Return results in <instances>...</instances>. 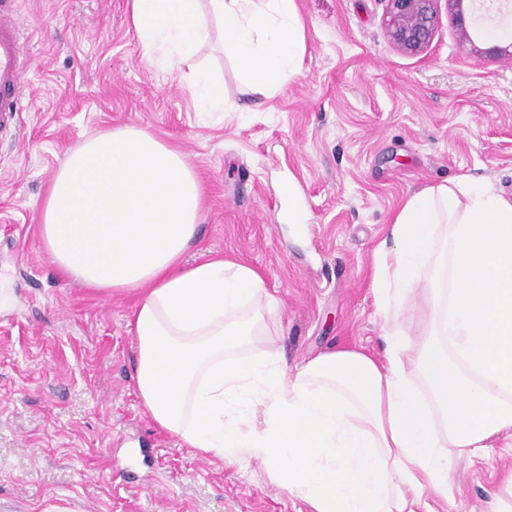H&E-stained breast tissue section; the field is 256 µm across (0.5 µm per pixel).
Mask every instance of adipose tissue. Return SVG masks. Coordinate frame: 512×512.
Returning <instances> with one entry per match:
<instances>
[{
  "label": "adipose tissue",
  "mask_w": 512,
  "mask_h": 512,
  "mask_svg": "<svg viewBox=\"0 0 512 512\" xmlns=\"http://www.w3.org/2000/svg\"><path fill=\"white\" fill-rule=\"evenodd\" d=\"M189 87L224 111L222 78ZM202 212L184 153L124 126L64 157L39 224L63 274L135 297L141 403L180 443L260 461L310 512H431L463 462L512 435V195L466 177L408 197L376 257L383 358L335 349L294 367L257 272L189 259ZM418 296L429 311L405 324Z\"/></svg>",
  "instance_id": "obj_1"
}]
</instances>
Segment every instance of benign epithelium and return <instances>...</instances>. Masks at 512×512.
I'll list each match as a JSON object with an SVG mask.
<instances>
[{
  "label": "benign epithelium",
  "instance_id": "obj_1",
  "mask_svg": "<svg viewBox=\"0 0 512 512\" xmlns=\"http://www.w3.org/2000/svg\"><path fill=\"white\" fill-rule=\"evenodd\" d=\"M448 5L453 17L459 40L472 42L469 32L472 20L466 16L467 0H386L387 8L383 18L385 35L401 53L417 56L431 44L439 23V2ZM472 50L491 58L512 59V42L506 46L492 45L485 49Z\"/></svg>",
  "mask_w": 512,
  "mask_h": 512
}]
</instances>
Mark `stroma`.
Wrapping results in <instances>:
<instances>
[{"label": "stroma", "mask_w": 512, "mask_h": 512, "mask_svg": "<svg viewBox=\"0 0 512 512\" xmlns=\"http://www.w3.org/2000/svg\"><path fill=\"white\" fill-rule=\"evenodd\" d=\"M296 2L302 71L264 96L215 44L149 65L130 0H12L25 51L23 110L0 138V512H308L260 462L228 467L157 428L133 379V298L63 276L42 248L50 184L88 137L135 126L185 154L204 188L197 252L262 277L292 364L383 355L374 254L407 197L461 177L512 193V61L475 56L445 11L408 56L384 34L385 0ZM195 68L223 77L233 109L197 110ZM511 470L498 441L459 469L445 512H486Z\"/></svg>", "instance_id": "1"}]
</instances>
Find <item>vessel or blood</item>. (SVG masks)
<instances>
[{
	"label": "vessel or blood",
	"instance_id": "vessel-or-blood-1",
	"mask_svg": "<svg viewBox=\"0 0 512 512\" xmlns=\"http://www.w3.org/2000/svg\"><path fill=\"white\" fill-rule=\"evenodd\" d=\"M23 46L8 0H0V132L12 125L21 109L18 96Z\"/></svg>",
	"mask_w": 512,
	"mask_h": 512
}]
</instances>
